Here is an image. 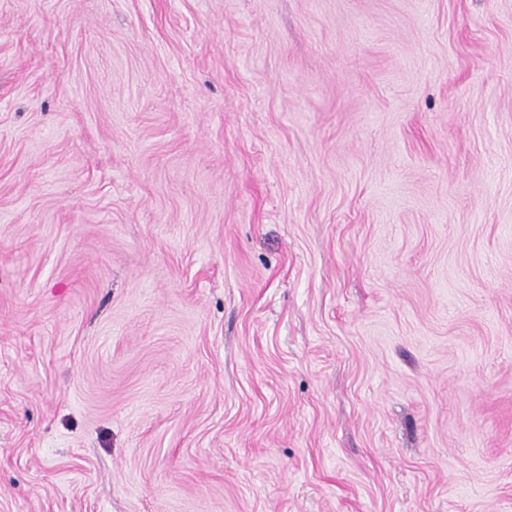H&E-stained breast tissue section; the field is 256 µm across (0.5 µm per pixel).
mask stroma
Segmentation results:
<instances>
[{
	"mask_svg": "<svg viewBox=\"0 0 512 512\" xmlns=\"http://www.w3.org/2000/svg\"><path fill=\"white\" fill-rule=\"evenodd\" d=\"M0 512H512V0H0Z\"/></svg>",
	"mask_w": 512,
	"mask_h": 512,
	"instance_id": "obj_1",
	"label": "stroma"
}]
</instances>
